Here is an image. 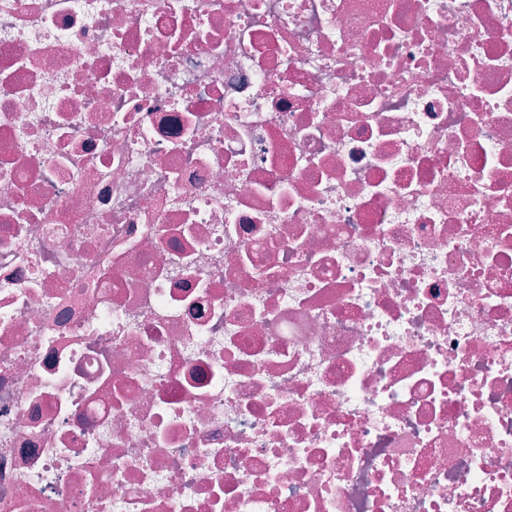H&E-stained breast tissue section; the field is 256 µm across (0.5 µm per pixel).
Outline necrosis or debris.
<instances>
[{"label":"necrosis or debris","mask_w":512,"mask_h":512,"mask_svg":"<svg viewBox=\"0 0 512 512\" xmlns=\"http://www.w3.org/2000/svg\"><path fill=\"white\" fill-rule=\"evenodd\" d=\"M0 512H512V0H0Z\"/></svg>","instance_id":"obj_1"}]
</instances>
